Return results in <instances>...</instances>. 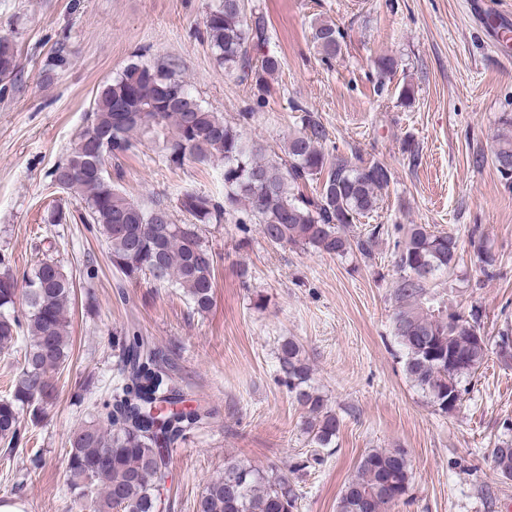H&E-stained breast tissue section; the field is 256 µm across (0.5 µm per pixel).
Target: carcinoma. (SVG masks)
Instances as JSON below:
<instances>
[{
  "label": "carcinoma",
  "instance_id": "obj_1",
  "mask_svg": "<svg viewBox=\"0 0 512 512\" xmlns=\"http://www.w3.org/2000/svg\"><path fill=\"white\" fill-rule=\"evenodd\" d=\"M205 36L216 60L230 73L242 72L256 103L271 93L267 77L280 67L278 57H252L267 42L265 18L246 14L245 0H218L206 13ZM318 54H342L343 34L334 24L313 27ZM14 37L0 35V97L8 96L17 75ZM70 52L54 48L41 78L53 81L69 66ZM301 129L288 141L287 159L265 160L224 117L204 107L190 86L143 62L128 64L112 81L98 88L93 119L79 134L68 158L50 173L53 185L83 203L81 220L105 238L113 270L129 282L150 279L159 286L182 290L198 313L208 311L216 286L217 255L206 244L204 227L221 224L242 205L258 217L261 236L272 245L313 249L329 256L358 254L367 259L385 227L377 224L357 236L350 228L378 207L393 173L374 158L333 155L325 150L329 132L319 118L295 105ZM503 132L494 152L501 178L512 187V115H502ZM163 139L170 164L187 159L205 163L224 160V202L186 191L179 210L189 222L160 224V200L149 206L120 191L110 174L98 166L106 158L95 151L101 140L112 141L109 157L128 152L139 136ZM394 243L399 272L393 292V335L406 378L436 411L453 414L489 353L479 314L448 310L431 284L456 266L459 239L452 233L411 224ZM481 272L498 266L495 252L475 244ZM25 288L0 287V350L24 342L19 373L0 398V442L10 453L19 442L23 416L38 422L44 407L58 394L59 373L68 358V310L73 280L54 258L35 256L23 271ZM118 349L111 399L105 417L75 430L68 438V486L89 512H160L159 489L166 485L168 447L212 414L211 408L188 397L163 368L164 354L140 331L115 338ZM281 381L304 411V431L311 444L328 448L343 423L312 385V369L302 346L292 339L278 348ZM190 402L187 408L184 403ZM497 473L512 480V437L493 449ZM410 469L400 450L372 451L359 462L345 484L338 512H386L403 500ZM299 494L288 477L263 471L240 460L224 467V475L207 483L198 512H298Z\"/></svg>",
  "mask_w": 512,
  "mask_h": 512
}]
</instances>
